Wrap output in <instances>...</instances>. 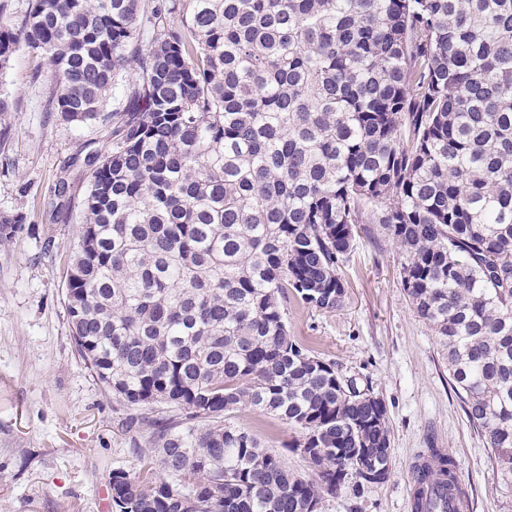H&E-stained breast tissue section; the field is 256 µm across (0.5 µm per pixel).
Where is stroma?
<instances>
[{
	"label": "stroma",
	"mask_w": 512,
	"mask_h": 512,
	"mask_svg": "<svg viewBox=\"0 0 512 512\" xmlns=\"http://www.w3.org/2000/svg\"><path fill=\"white\" fill-rule=\"evenodd\" d=\"M46 58L20 50L0 76L10 110L0 115V214L17 215L0 238V512H112V471L138 473L153 458L147 427L112 398L78 356L68 319L65 272L78 241V210L48 205L57 180L82 178L83 159L111 145L112 127L77 124L49 111ZM399 249L368 225L349 255L343 305L325 312L295 303L288 324L338 371L385 403L388 479L356 494L324 496L319 512H411L417 459L439 448L456 463L470 512H512L507 486L469 425L434 331L414 313L400 280ZM303 476L290 450L295 431L253 409L237 416Z\"/></svg>",
	"instance_id": "obj_1"
}]
</instances>
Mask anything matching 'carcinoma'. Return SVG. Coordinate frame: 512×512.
I'll return each instance as SVG.
<instances>
[{
  "label": "carcinoma",
  "instance_id": "obj_1",
  "mask_svg": "<svg viewBox=\"0 0 512 512\" xmlns=\"http://www.w3.org/2000/svg\"><path fill=\"white\" fill-rule=\"evenodd\" d=\"M22 47L51 111L116 119L84 158L66 309L162 474L113 470L112 512H318L389 473L384 402L288 325L292 300L341 307L365 224L512 484V0H0L1 73ZM243 408L291 426L316 478ZM429 459L418 480L462 494ZM236 422L240 426L253 430L267 448L274 449L282 454L288 463V467L307 478L315 476L299 452H293L285 448L297 437L295 431L287 424L253 409H244L238 413Z\"/></svg>",
  "mask_w": 512,
  "mask_h": 512
}]
</instances>
